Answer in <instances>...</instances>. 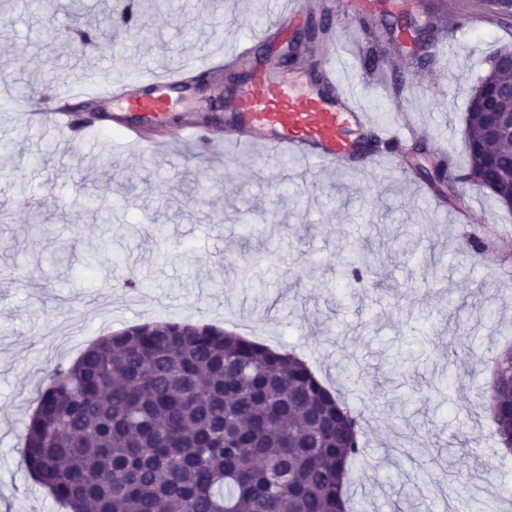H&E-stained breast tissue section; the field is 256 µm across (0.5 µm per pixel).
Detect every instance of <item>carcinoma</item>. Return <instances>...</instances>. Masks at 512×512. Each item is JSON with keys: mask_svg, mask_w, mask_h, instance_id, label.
I'll list each match as a JSON object with an SVG mask.
<instances>
[{"mask_svg": "<svg viewBox=\"0 0 512 512\" xmlns=\"http://www.w3.org/2000/svg\"><path fill=\"white\" fill-rule=\"evenodd\" d=\"M169 0H131L117 31L144 34ZM505 25L507 0H460L457 19ZM508 89L512 71L489 70ZM483 109H467V174L512 196V138L482 150ZM494 379L512 378V349ZM496 443L512 444V395L492 391ZM361 415L297 354L208 324L153 322L113 332L55 368L23 422L19 454L65 512H349L348 465Z\"/></svg>", "mask_w": 512, "mask_h": 512, "instance_id": "cac0c4a2", "label": "carcinoma"}]
</instances>
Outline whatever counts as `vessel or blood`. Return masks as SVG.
Wrapping results in <instances>:
<instances>
[{"instance_id": "obj_1", "label": "vessel or blood", "mask_w": 512, "mask_h": 512, "mask_svg": "<svg viewBox=\"0 0 512 512\" xmlns=\"http://www.w3.org/2000/svg\"><path fill=\"white\" fill-rule=\"evenodd\" d=\"M268 11L288 26L301 18L303 7L300 0H268ZM101 74L98 96L125 101L129 110L155 119L166 109V89L179 82L177 70L147 71L142 80L152 93L145 96L113 88L109 65H102ZM224 110L225 142L322 166L355 157L358 146L346 138V129L363 130L373 123L356 89L344 88L325 74L316 89L303 92L286 72L268 68L253 70L251 78L226 100Z\"/></svg>"}]
</instances>
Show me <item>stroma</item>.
<instances>
[{"mask_svg": "<svg viewBox=\"0 0 512 512\" xmlns=\"http://www.w3.org/2000/svg\"><path fill=\"white\" fill-rule=\"evenodd\" d=\"M116 3L0 0V99L27 96L82 120L84 100L44 90L39 72L54 68L63 82L81 74L92 92L103 56L133 84L143 64H192L202 49L221 55L246 39L266 61L267 46L284 39L254 23L267 0H174L152 18L151 38L77 47L74 26L108 20ZM394 7L320 0L317 18L358 20L340 79L373 112L370 135L410 113L426 147L419 162L446 161L459 211L396 151L367 169L327 168L245 148L199 155L171 140L189 121L223 126L220 71L206 75L207 97L169 90L157 122L101 101L106 117L85 142L0 111V134L15 142L0 174V206L10 211L0 223V512H27L42 493L17 448L48 374L99 337L158 321L208 323L303 354L363 416L365 450L347 486L355 512H461L477 500L512 512V454L500 451L486 409L495 358L512 347V210L454 180L468 168L470 94L498 49L512 45V26L472 19L420 66L380 26ZM117 119L154 148L113 137ZM354 246L382 253L358 282L342 274ZM126 278L143 288H123ZM471 348L483 360L474 371L455 362Z\"/></svg>", "mask_w": 512, "mask_h": 512, "instance_id": "stroma-1", "label": "stroma"}]
</instances>
